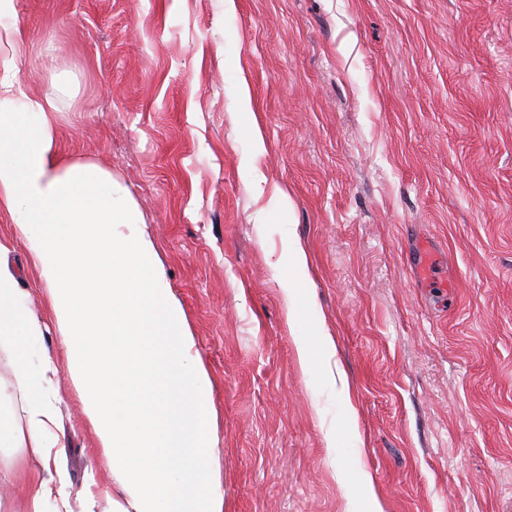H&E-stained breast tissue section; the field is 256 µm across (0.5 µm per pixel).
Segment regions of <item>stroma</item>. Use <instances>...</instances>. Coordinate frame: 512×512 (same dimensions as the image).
Returning <instances> with one entry per match:
<instances>
[{"instance_id": "stroma-1", "label": "stroma", "mask_w": 512, "mask_h": 512, "mask_svg": "<svg viewBox=\"0 0 512 512\" xmlns=\"http://www.w3.org/2000/svg\"><path fill=\"white\" fill-rule=\"evenodd\" d=\"M16 19L26 91L47 90L50 46L78 77L61 150L144 216L210 381L224 512H368L359 472L385 512H512V0H17ZM416 236L428 279L406 262ZM0 246L50 325L80 512L107 470L2 218ZM298 329L330 334L333 377L302 370Z\"/></svg>"}]
</instances>
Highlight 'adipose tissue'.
<instances>
[{
  "mask_svg": "<svg viewBox=\"0 0 512 512\" xmlns=\"http://www.w3.org/2000/svg\"><path fill=\"white\" fill-rule=\"evenodd\" d=\"M16 0H0V212L40 271L64 338L70 378L94 428L110 486L90 483L82 512L111 495L112 512H224L210 439L209 381L180 305L151 263L137 203L111 171L70 160L56 116L73 111L77 79L47 66L50 89L26 93L18 63L30 34ZM29 290L0 264V351L13 380L1 440L31 465L16 474L0 457V482L29 512H74L61 467L58 369Z\"/></svg>",
  "mask_w": 512,
  "mask_h": 512,
  "instance_id": "obj_1",
  "label": "adipose tissue"
}]
</instances>
